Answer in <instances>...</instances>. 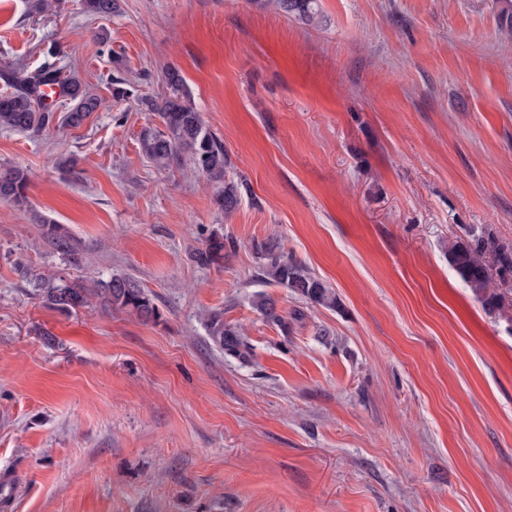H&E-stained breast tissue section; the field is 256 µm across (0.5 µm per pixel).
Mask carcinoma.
I'll use <instances>...</instances> for the list:
<instances>
[{"instance_id":"carcinoma-1","label":"carcinoma","mask_w":512,"mask_h":512,"mask_svg":"<svg viewBox=\"0 0 512 512\" xmlns=\"http://www.w3.org/2000/svg\"><path fill=\"white\" fill-rule=\"evenodd\" d=\"M271 2L277 10L308 24L322 22L319 0ZM82 6L92 15H111L119 11V0H82ZM497 27L501 35L512 39V0H499ZM63 56L64 53L53 44L36 69L9 66L0 71V81L6 87L0 94V127L40 134L53 124L55 112L44 101L45 87H58L60 96L70 100L71 108L63 122L72 127L81 125L90 113L103 106L100 99L86 91L77 76H63L60 66ZM161 82L164 93L160 98L140 99V105L154 113L163 125L161 129L150 125L143 128L139 137L141 152L160 170L177 166L182 156H188L195 171L216 190L214 202L217 208L231 215L241 204L243 183L226 178L230 162L223 141L203 123L179 69L166 68ZM30 183L27 169L19 165H0V199L21 209L28 207ZM36 223L44 226V239L53 250L66 256L77 254L73 237L62 225L42 216L36 218ZM228 245H235L232 237L213 232L202 246L191 252L190 257L200 266L218 265L224 260V249ZM254 249L258 275L288 289L308 305L336 307V293L329 284L284 253L278 242L265 240L255 244ZM448 262L487 310L512 309V304L505 305L495 288V279L506 281L512 278V246L499 242L490 234L471 241L460 238L448 246ZM17 267L34 294L55 310L69 313L97 303L108 309L131 310L146 321H154L160 315L153 299L129 276L113 275L89 288L53 274L37 273L21 262ZM252 304L285 336L292 330V322L303 319L299 310L287 316L280 314L275 299L262 292L254 295ZM210 335L226 355L242 364L250 362L252 348L243 333L224 325L218 314L210 316Z\"/></svg>"}]
</instances>
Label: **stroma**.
<instances>
[{"label":"stroma","mask_w":512,"mask_h":512,"mask_svg":"<svg viewBox=\"0 0 512 512\" xmlns=\"http://www.w3.org/2000/svg\"><path fill=\"white\" fill-rule=\"evenodd\" d=\"M321 8L312 26L251 0H121L115 16L0 0V68L57 43L104 102L77 127L0 128V164L32 179L29 208L0 200V512H512V322L447 256L487 230L512 244V43L495 0ZM169 66L248 187L231 216L190 162L160 171L140 151L159 120L136 99L161 96ZM216 231L234 248L197 266ZM269 238L335 308L259 277ZM21 261L132 277L160 316L56 311ZM259 292L304 323L282 334ZM213 313L250 364L212 341ZM36 223L43 224L44 239L54 251L66 256L77 254V246L74 243L73 237L62 225L55 224L51 219L42 216L36 218Z\"/></svg>","instance_id":"obj_1"}]
</instances>
